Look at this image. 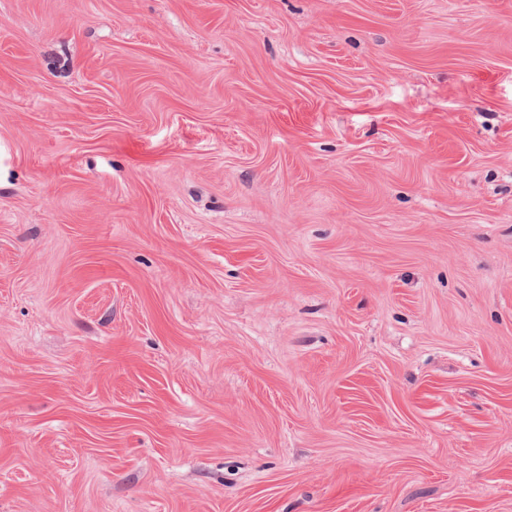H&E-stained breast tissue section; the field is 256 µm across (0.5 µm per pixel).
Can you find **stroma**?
<instances>
[{
  "label": "stroma",
  "mask_w": 512,
  "mask_h": 512,
  "mask_svg": "<svg viewBox=\"0 0 512 512\" xmlns=\"http://www.w3.org/2000/svg\"><path fill=\"white\" fill-rule=\"evenodd\" d=\"M0 512H512V0H0Z\"/></svg>",
  "instance_id": "1"
}]
</instances>
